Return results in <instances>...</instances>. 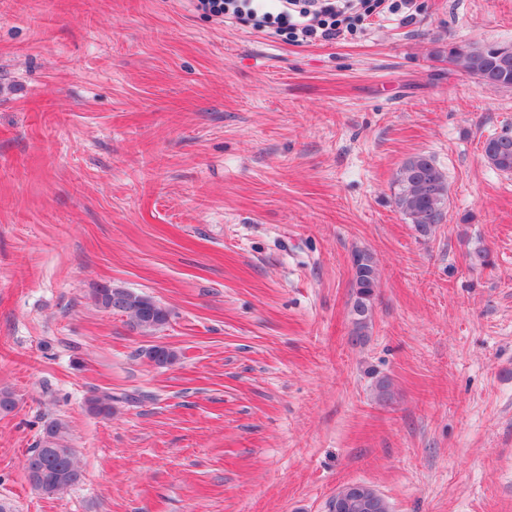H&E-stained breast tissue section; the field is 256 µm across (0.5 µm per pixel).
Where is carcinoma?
<instances>
[{
    "label": "carcinoma",
    "instance_id": "carcinoma-1",
    "mask_svg": "<svg viewBox=\"0 0 512 512\" xmlns=\"http://www.w3.org/2000/svg\"><path fill=\"white\" fill-rule=\"evenodd\" d=\"M448 58L470 78L489 90L512 89V44L487 43L480 46L450 45ZM483 155L497 170L512 173V135L501 134L483 143ZM395 205L410 221L417 237L430 239L444 223L448 201V181L434 158L425 153L409 157L397 170ZM352 324L353 341L366 336L373 316L379 272L374 257L367 251L353 254ZM94 304L105 311H116L127 318L131 329L149 334L164 327L169 312L151 298L103 285L95 289ZM150 362L167 367L178 354L164 346L141 350ZM94 416L112 417V395H92L86 400ZM24 469L31 486L47 496H56L79 485L83 470L77 450L69 445L68 427L58 418L46 420L37 446L28 451ZM330 512H390L389 503L370 485L354 482L342 486L329 502Z\"/></svg>",
    "mask_w": 512,
    "mask_h": 512
}]
</instances>
